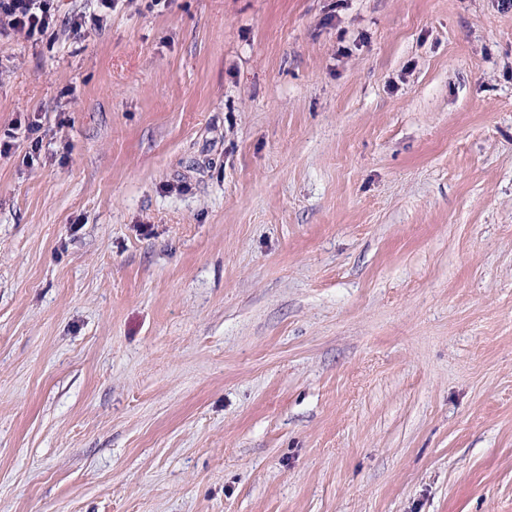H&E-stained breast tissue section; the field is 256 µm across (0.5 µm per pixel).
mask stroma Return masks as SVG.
Returning a JSON list of instances; mask_svg holds the SVG:
<instances>
[{"label":"stroma","instance_id":"1","mask_svg":"<svg viewBox=\"0 0 512 512\" xmlns=\"http://www.w3.org/2000/svg\"><path fill=\"white\" fill-rule=\"evenodd\" d=\"M89 6L0 38V512H512V5ZM96 2V11L75 13L66 22L70 32L74 35H81L86 31L87 23L94 27H99L107 20L109 12H112L117 6L118 0H94Z\"/></svg>","mask_w":512,"mask_h":512}]
</instances>
